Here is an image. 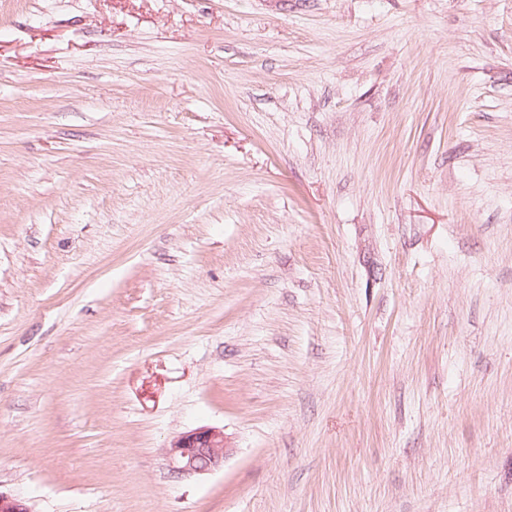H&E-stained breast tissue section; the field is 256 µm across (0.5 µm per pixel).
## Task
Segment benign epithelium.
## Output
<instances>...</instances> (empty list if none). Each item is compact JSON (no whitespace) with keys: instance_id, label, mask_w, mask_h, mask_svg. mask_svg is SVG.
I'll return each mask as SVG.
<instances>
[{"instance_id":"7a95c632","label":"benign epithelium","mask_w":512,"mask_h":512,"mask_svg":"<svg viewBox=\"0 0 512 512\" xmlns=\"http://www.w3.org/2000/svg\"><path fill=\"white\" fill-rule=\"evenodd\" d=\"M226 454L224 431L201 427L186 432L166 447L171 471L180 475L202 474L224 465ZM0 512H32L20 496L0 491Z\"/></svg>"}]
</instances>
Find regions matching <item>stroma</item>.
Here are the masks:
<instances>
[{
  "mask_svg": "<svg viewBox=\"0 0 512 512\" xmlns=\"http://www.w3.org/2000/svg\"><path fill=\"white\" fill-rule=\"evenodd\" d=\"M0 491L512 512V0H0ZM226 448L223 430L201 427L172 440L166 455L174 473L202 474L224 465Z\"/></svg>",
  "mask_w": 512,
  "mask_h": 512,
  "instance_id": "35a3bbf8",
  "label": "stroma"
}]
</instances>
